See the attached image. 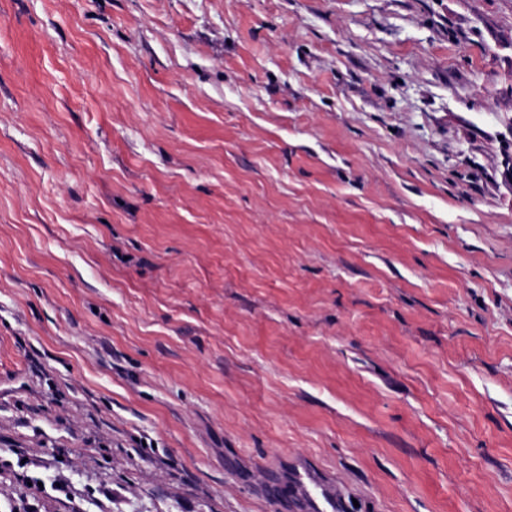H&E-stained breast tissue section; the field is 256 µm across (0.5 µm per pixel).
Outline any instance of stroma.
Returning <instances> with one entry per match:
<instances>
[{
    "label": "stroma",
    "mask_w": 512,
    "mask_h": 512,
    "mask_svg": "<svg viewBox=\"0 0 512 512\" xmlns=\"http://www.w3.org/2000/svg\"><path fill=\"white\" fill-rule=\"evenodd\" d=\"M17 450L0 512H512V0H0Z\"/></svg>",
    "instance_id": "stroma-1"
}]
</instances>
